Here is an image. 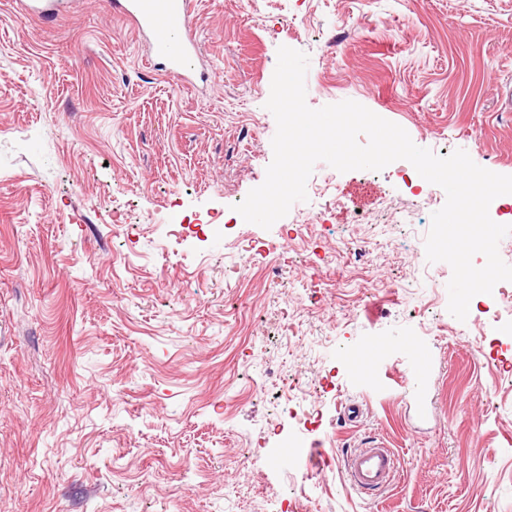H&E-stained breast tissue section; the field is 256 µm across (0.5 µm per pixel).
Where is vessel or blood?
I'll return each mask as SVG.
<instances>
[{
  "mask_svg": "<svg viewBox=\"0 0 512 512\" xmlns=\"http://www.w3.org/2000/svg\"><path fill=\"white\" fill-rule=\"evenodd\" d=\"M72 0H19L25 17L54 18ZM192 0H109L114 14L132 23L145 43L151 62L178 86H205L210 72L202 63V45L192 29ZM342 461L354 489L375 494L386 488L397 473L396 459L384 442L376 441L347 452Z\"/></svg>",
  "mask_w": 512,
  "mask_h": 512,
  "instance_id": "1",
  "label": "vessel or blood"
}]
</instances>
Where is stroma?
Returning a JSON list of instances; mask_svg holds the SVG:
<instances>
[{"label":"stroma","instance_id":"35a3bbf8","mask_svg":"<svg viewBox=\"0 0 512 512\" xmlns=\"http://www.w3.org/2000/svg\"><path fill=\"white\" fill-rule=\"evenodd\" d=\"M193 22L217 75L199 90L104 0L49 21L0 0V512H512V338L435 302L452 269L395 165L338 176L371 223L311 194L241 226L264 242L248 261L224 245L273 159L282 46L309 57V107L356 101L512 175V0H196ZM311 211L326 223H293ZM283 379L305 387L293 419ZM373 437L400 471L370 498L338 458ZM311 442L332 463L280 466Z\"/></svg>","mask_w":512,"mask_h":512}]
</instances>
